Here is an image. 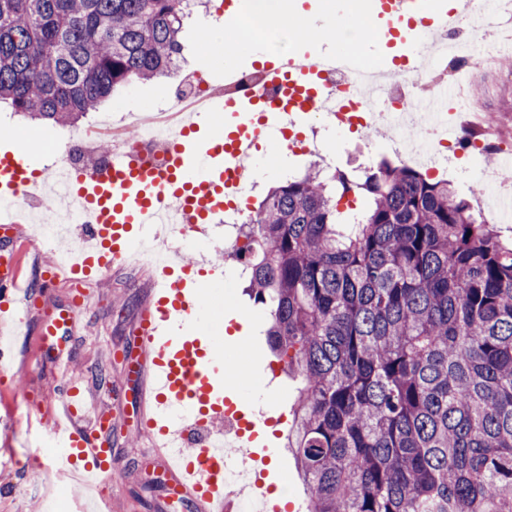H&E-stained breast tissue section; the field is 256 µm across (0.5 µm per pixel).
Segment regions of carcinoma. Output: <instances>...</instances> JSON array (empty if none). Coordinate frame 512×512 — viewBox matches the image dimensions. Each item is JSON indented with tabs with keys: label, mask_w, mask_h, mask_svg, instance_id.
I'll return each mask as SVG.
<instances>
[{
	"label": "carcinoma",
	"mask_w": 512,
	"mask_h": 512,
	"mask_svg": "<svg viewBox=\"0 0 512 512\" xmlns=\"http://www.w3.org/2000/svg\"><path fill=\"white\" fill-rule=\"evenodd\" d=\"M210 0H0V101L71 126L176 67ZM364 197L354 231L338 206ZM233 256L303 386L288 446L307 512H512V240L387 159L293 176Z\"/></svg>",
	"instance_id": "obj_1"
}]
</instances>
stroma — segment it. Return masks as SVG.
<instances>
[{"label": "stroma", "instance_id": "stroma-1", "mask_svg": "<svg viewBox=\"0 0 512 512\" xmlns=\"http://www.w3.org/2000/svg\"><path fill=\"white\" fill-rule=\"evenodd\" d=\"M363 0H288L292 10L308 14L314 26L312 40L287 41L284 51H301L306 46L336 53L347 49L346 40L334 37L337 29L351 26ZM214 28L208 13L194 15L182 33L186 71L214 82L227 62L241 68L253 65L250 45L235 43L228 55L212 48ZM478 94L470 101L483 119L494 126H512V65L498 60L495 68L481 71ZM175 78L149 83L136 82L117 87L91 113L89 122L120 125L129 111L161 105L167 101ZM76 128L48 121H30L0 105V147L14 146L19 135L47 139L63 148L76 135ZM316 137L319 154L328 169H362L394 153L378 130L350 133L328 126L323 120L303 130ZM313 156L284 152L278 139H260L255 150L256 166L247 177L252 190L246 201L257 205L269 186L288 176L305 172ZM199 247L189 254L203 273L209 287L205 304L213 321V334L225 365L224 389L251 411L261 436L275 448L283 492L295 512H307L305 485L292 451L287 446L292 411L302 385L299 376L281 366L266 341L268 313L250 297L248 282L238 262L224 259V218L215 216L199 234ZM93 304L82 316L74 336L56 346L42 341V322L65 306L71 295L67 282L42 287L40 297L29 311L25 333L10 337L15 357L0 371V512H49L48 500H56L57 512H81L84 488L49 474L44 478L41 497H32L21 468L29 460H46L44 435L56 416L58 384L68 374L97 403L100 413L112 418V456L119 479L103 491L112 512H180L173 499L175 477L163 456L157 455L148 438L135 428L140 408L151 407L153 364L140 347L137 326L141 310L152 294L151 275L135 264L112 269L108 277L89 283ZM142 360V384L128 382L133 360ZM111 372L110 383L94 382L95 368Z\"/></svg>", "mask_w": 512, "mask_h": 512}]
</instances>
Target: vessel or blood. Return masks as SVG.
<instances>
[{
    "label": "vessel or blood",
    "mask_w": 512,
    "mask_h": 512,
    "mask_svg": "<svg viewBox=\"0 0 512 512\" xmlns=\"http://www.w3.org/2000/svg\"><path fill=\"white\" fill-rule=\"evenodd\" d=\"M370 15L371 40L392 44L408 29L455 26L460 12L448 9L444 0H370ZM311 57L308 51L292 53L285 62L269 64L279 106L269 105L259 91L209 99L190 113L186 131L157 166L121 151L91 170L40 167L26 152L0 149V224L29 223L28 211L14 208V200L36 182L56 177L69 185L72 199L90 217L85 235L94 247L72 266H89L100 278L107 268L132 258L164 213L173 212L186 225L207 223L223 210L233 190L228 171L245 179L241 160L252 154L257 140L279 136L284 119L304 122L322 110L324 76L310 66ZM21 248L16 240L0 245V316L18 311ZM192 269L189 263L159 262L154 294L140 313L137 334L153 355L154 409L140 412L138 429L153 430L160 447L179 446L175 482L193 512H238L246 501L258 503L262 512H281V504L269 500L270 461L258 451L256 424L224 394L211 323L203 313L202 284ZM90 304L89 293L75 297L43 322L42 336L61 340L72 335ZM60 405L63 419L51 441L61 459L75 471L114 474L108 439L75 423L89 405L84 393L65 384ZM232 468L248 470V481L227 487L224 473Z\"/></svg>",
    "instance_id": "b4317fda"
}]
</instances>
